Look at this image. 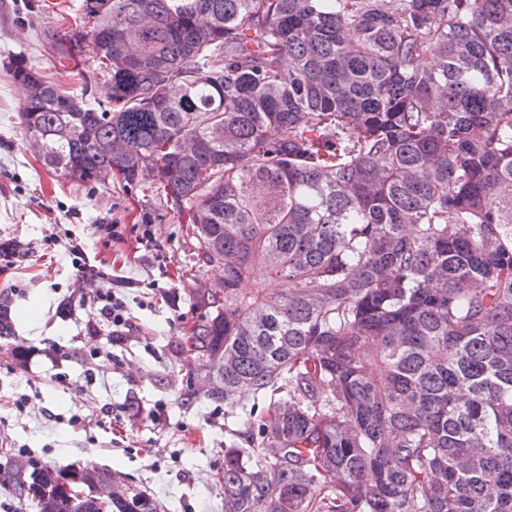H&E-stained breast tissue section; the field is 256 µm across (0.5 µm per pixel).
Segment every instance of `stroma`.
<instances>
[{
  "label": "stroma",
  "instance_id": "1",
  "mask_svg": "<svg viewBox=\"0 0 512 512\" xmlns=\"http://www.w3.org/2000/svg\"><path fill=\"white\" fill-rule=\"evenodd\" d=\"M80 0H0V292H9L14 339L0 340V450L28 448L64 467L91 460L130 476L165 512H224L214 474L224 464L229 407L203 400L183 410V371L168 368L166 344L182 336L192 310L178 267L186 246L177 219L143 226L141 195L111 184L86 185L43 166L19 112L25 92L8 75V54L40 71L60 66L45 33L74 26ZM119 225L122 237L105 241ZM152 239L143 242V230ZM101 280L87 283V269ZM127 305L140 326L127 345L106 348L87 335L97 292ZM96 355L85 377L76 363L48 355L49 346ZM31 349L17 362L14 349Z\"/></svg>",
  "mask_w": 512,
  "mask_h": 512
}]
</instances>
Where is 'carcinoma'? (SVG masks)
Returning a JSON list of instances; mask_svg holds the SVG:
<instances>
[{"instance_id":"obj_1","label":"carcinoma","mask_w":512,"mask_h":512,"mask_svg":"<svg viewBox=\"0 0 512 512\" xmlns=\"http://www.w3.org/2000/svg\"><path fill=\"white\" fill-rule=\"evenodd\" d=\"M79 10L46 46L82 93L9 57L21 124L57 176L110 169L151 194L144 223L173 213L182 278L224 266L184 290L196 315L167 348L197 361L183 408H239L224 512H512V0ZM258 268L270 284L243 291ZM0 493L15 512H162L106 468L12 448Z\"/></svg>"}]
</instances>
